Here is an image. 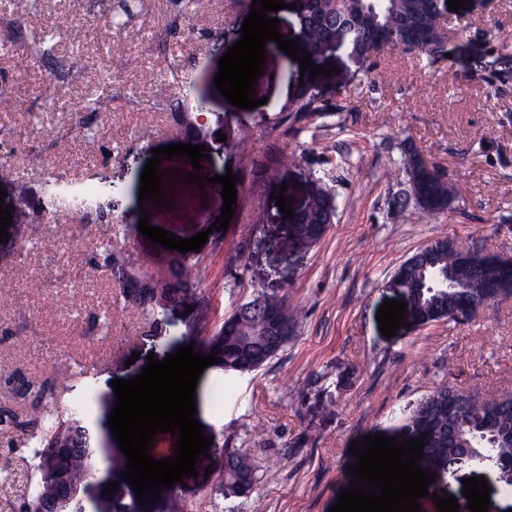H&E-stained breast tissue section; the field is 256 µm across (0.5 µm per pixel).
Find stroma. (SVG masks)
Here are the masks:
<instances>
[{"mask_svg":"<svg viewBox=\"0 0 512 512\" xmlns=\"http://www.w3.org/2000/svg\"><path fill=\"white\" fill-rule=\"evenodd\" d=\"M0 0V38L53 32L50 57L25 47L0 55V190L12 209L0 242V408L23 410L29 381L54 380L57 416L84 404L90 420L116 404L104 375L130 379L147 354L165 359L215 330L258 290L275 289L296 313L293 334L277 356L248 374L208 366L196 387V419L206 437L249 450L261 467L250 497H223L210 454L172 495L187 512H329L348 488L352 442L391 434L400 409L448 383L482 396L512 391V304L463 323L405 325L381 335L376 313L393 299L397 267L431 241L452 238L470 249L512 252V81L489 84L488 63L512 57V0L495 9L464 5L449 12L448 59L385 50L377 68L339 48L313 56L333 67L311 81L312 93L340 109L285 119L281 108L300 87V67L266 45V79L255 96L263 109H240L216 87L225 33L249 15L253 0H39L37 10ZM107 89L111 108L86 107ZM205 99L203 171L233 172L235 212L227 229L213 224L224 200L215 185L187 183L188 158L162 160L163 186L181 202H140L152 149L188 144L175 112ZM97 132L71 139L76 122ZM225 141H217V132ZM413 145L459 193L451 209L400 218L393 204L403 145ZM323 177L336 217L315 245L301 243L292 218L274 201H307L311 178ZM99 193V214L63 205L54 234L45 206L52 178ZM179 237L208 232L199 251L208 265L194 293L144 322L94 259L102 236L114 250L150 259L163 250L138 230ZM97 437L111 467H100L89 494H108L114 512H166L165 499L129 496L127 458L109 427ZM22 432L0 434V507L26 496L32 476ZM119 489L107 492V483Z\"/></svg>","mask_w":512,"mask_h":512,"instance_id":"35a3bbf8","label":"stroma"}]
</instances>
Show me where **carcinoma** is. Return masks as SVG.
I'll return each instance as SVG.
<instances>
[{
    "label": "carcinoma",
    "instance_id": "1",
    "mask_svg": "<svg viewBox=\"0 0 512 512\" xmlns=\"http://www.w3.org/2000/svg\"><path fill=\"white\" fill-rule=\"evenodd\" d=\"M432 0H348L336 4V10L323 12L320 22L302 30L303 48L311 53L320 52L324 32L336 31V38L345 40L350 49L365 46L373 32L380 27L396 30L408 21H419L428 28L436 25ZM53 35L47 31L31 33L24 45L37 57L50 55ZM336 105L320 100L316 95L299 91L292 101L282 108L294 115L327 112ZM399 171L402 180L396 200L401 215L413 208L431 214L450 209L455 190L443 178L425 171L420 155L403 152ZM317 192L310 196L308 210L295 217L298 236L306 233V226L313 223L325 208L330 191L321 180H316ZM97 256L112 274L123 282L125 265L130 256L112 249V238L101 241ZM432 265L427 268L411 267L403 272L397 285L410 301V315L414 323L424 324L446 319L458 322L455 311L462 309L469 277L463 272L460 256L446 249L433 253ZM180 279L172 280L165 272L163 263L156 262L155 273L147 288L135 297L122 289L125 302L135 306L140 316L148 319L162 311L169 303L193 293L206 272L203 258L183 254L179 260ZM277 309L287 323L294 322L288 313L286 297L276 291H261L250 300L236 305L227 317L234 321L243 318V332L235 336L224 335V325L211 334L201 337L199 351L205 355L216 352L220 361L216 366L226 374L255 371L274 358L288 343L283 337L281 344L254 361L251 368L242 367L240 347L243 337L261 336L266 325L259 313L247 315L243 309L258 300ZM455 386L443 383L414 403L405 406L396 417L394 433L400 438L424 437L425 446L419 465L439 475L444 480L448 473L469 467L483 459L496 462H512V403L489 405L476 404L461 413L452 408L449 395ZM27 393L33 397L30 410L24 415L0 411L3 428L26 427L30 429L29 456L25 458L34 477L23 506L28 512H41L40 506L55 487L56 479L70 474L73 481L92 473L103 459L92 448L93 438L87 427L84 411H69L56 417L51 430L43 433L38 424L43 416L38 414L41 402L53 398V390L47 385L30 386ZM57 448H73L79 461L72 463L52 453L49 445ZM259 482L258 470L250 454L240 448L224 449V467L218 472L217 491L224 496L247 498Z\"/></svg>",
    "mask_w": 512,
    "mask_h": 512
}]
</instances>
